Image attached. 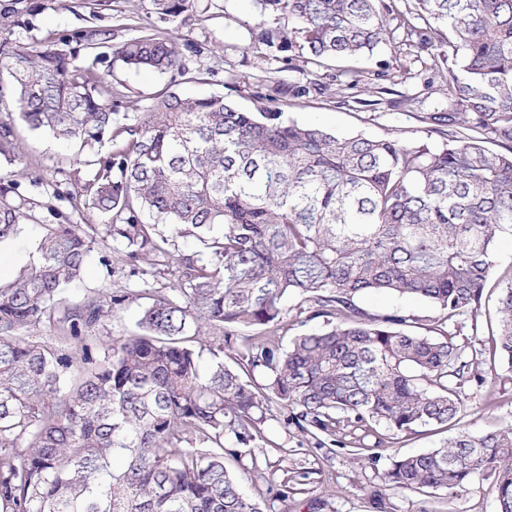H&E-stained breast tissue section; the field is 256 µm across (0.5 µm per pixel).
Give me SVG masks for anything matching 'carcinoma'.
<instances>
[{"mask_svg":"<svg viewBox=\"0 0 512 512\" xmlns=\"http://www.w3.org/2000/svg\"><path fill=\"white\" fill-rule=\"evenodd\" d=\"M150 2L172 20L198 6ZM254 2V48L299 43L318 65L370 54L400 28L415 33L378 0ZM416 2L433 22L422 44L452 51L447 107L430 115L452 133L437 147L300 125L269 110V94L251 110L170 92L147 112H116L93 70L0 44L29 130L81 152L106 136L114 145L84 161L88 204L105 223L40 225L30 268L0 283V512H276L288 492L250 497L225 466L244 451L257 464L273 406L300 433L375 463L394 440L461 422V388L486 381L482 355L512 368V273L495 277L497 242L512 236V154L489 148L512 143V0ZM112 55L186 73L169 35L134 37ZM0 160L27 170L4 120ZM36 207L1 179L0 242ZM188 237L207 252L172 251ZM108 241L141 276L138 289L68 302L63 290ZM172 263L167 290L146 279ZM492 288L502 296L486 344L478 329ZM370 293L438 308L436 335L399 308L366 312L357 299ZM141 298L137 330L94 346L100 321ZM291 299L309 306L300 325L321 318L325 328L283 349L275 336ZM41 327L52 335H35ZM210 328L223 332L218 345L196 347ZM478 475L495 483L498 512H512V427L462 428L442 448L389 457L371 499L388 512L391 491L456 494Z\"/></svg>","mask_w":512,"mask_h":512,"instance_id":"1","label":"carcinoma"}]
</instances>
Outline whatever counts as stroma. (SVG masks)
<instances>
[{
	"label": "stroma",
	"mask_w": 512,
	"mask_h": 512,
	"mask_svg": "<svg viewBox=\"0 0 512 512\" xmlns=\"http://www.w3.org/2000/svg\"><path fill=\"white\" fill-rule=\"evenodd\" d=\"M207 12L189 11L176 22L160 18L149 0H0V42L31 49L58 50L78 67H94L104 98L119 112H145L161 91L205 97L222 95L243 107L252 96L284 87L273 109L301 124L318 125L339 136L361 134L372 138H400L430 146L446 137L430 123L429 113L445 106L442 89L449 60L431 58L420 44L384 46L372 57L341 67L322 66L307 50L294 47L271 53L250 45L249 29L259 22L248 0H208ZM171 34L191 43L186 53L187 74H160L132 69L112 59L113 46L143 34ZM21 151L30 163L18 178L22 195L40 201L34 220L24 222L18 235L0 244V258L9 262L5 277L13 279L29 266L39 241L40 227L55 219L74 224H98L102 218L87 208L81 172L69 148L47 134L23 132ZM64 191L53 199L54 190ZM52 209H45V202ZM136 280L111 247L91 252L80 281L64 291L81 302L102 289L134 288ZM488 379L463 388L467 413L461 424L479 433L512 426V370L499 364L480 367ZM288 412L273 409L264 425L269 440L265 456L227 459V467L251 496L268 494L285 480L303 472L311 477L300 494L288 499V512H376L370 493L382 485L387 460L377 464L354 462L347 449L319 448L289 424ZM392 512H497L491 479L475 477L466 492L439 491L391 495Z\"/></svg>",
	"instance_id": "obj_1"
}]
</instances>
